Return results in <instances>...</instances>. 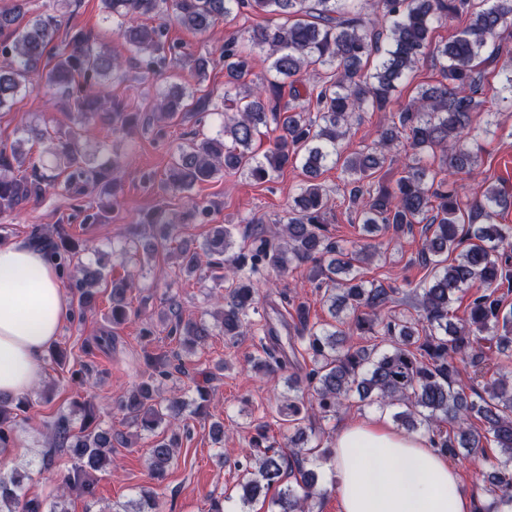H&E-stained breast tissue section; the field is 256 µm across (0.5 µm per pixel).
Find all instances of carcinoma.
<instances>
[{"label": "carcinoma", "mask_w": 512, "mask_h": 512, "mask_svg": "<svg viewBox=\"0 0 512 512\" xmlns=\"http://www.w3.org/2000/svg\"><path fill=\"white\" fill-rule=\"evenodd\" d=\"M105 19L116 26L128 50L142 58L145 72L168 62L190 65L197 82L207 77L209 60L183 59L164 41V24L146 20L170 18L179 25L206 34L221 19L251 9L272 16L266 24L243 31L224 42V107L218 112L221 130L214 136L194 135L172 156L166 184L188 191L196 184L226 172L263 184L290 166L302 165L308 176L288 206L286 216L267 228L259 224L247 239L249 247L233 249L237 225H220L194 249H176L179 268L191 275L207 273L226 281L223 302L209 315L214 326L231 341L243 335L258 314L259 286L264 274L280 276L298 267L310 270V280L324 289L330 322L309 323L306 303L290 298L300 333L281 343L276 331L265 329L259 338L263 356L249 358L269 374L294 365L288 353L308 356L311 368L300 377L288 376V394L282 395L281 421L288 425L284 453L266 426L256 428L247 452L249 459L239 483V501L246 505L264 490H275L273 512H315L324 489L318 487L316 468L328 462L330 452L311 444L316 422L329 420L343 409L362 411L376 405L391 409L395 423L408 431L431 435L433 447L450 457L498 455L486 476L490 501L476 512H503L512 508V374L502 362L512 359V310L504 306L512 292V226L495 222L497 209L508 199L494 185L481 186L472 200L461 201L456 174L472 175L478 152L467 142L472 115L480 111L487 66L497 64L496 40L512 30V0H366L370 13L355 10L347 0H100ZM24 0L0 10V109L33 88L37 78L45 89L64 101L82 124L98 119L112 130H126L136 114L103 95L122 74L121 58L77 31L57 41L62 20L57 14L27 16ZM466 13L469 22L443 45H434V25ZM263 54L265 71L254 74L256 57ZM440 65L442 81L421 89L395 116L374 146L343 155L342 141L354 115L371 106L387 109L397 83L426 55ZM498 98L512 109V64L501 67ZM305 92H300V89ZM210 100L195 91L161 92L154 119L167 123L188 107L209 110ZM277 132L273 147L263 156L252 151L259 126ZM52 154L58 160L51 175L33 165L25 168L28 153L19 141L0 148V215L22 209L42 194L43 184L62 180L70 197L79 200L101 192L116 195L109 170L82 148L77 132L54 133ZM406 143L412 156L401 162L398 146ZM439 155L450 179L435 180L425 164L427 152ZM401 162L392 183L369 188L373 175L386 161ZM341 165L356 220L366 235L391 232L397 236L424 225L416 260L429 269L412 289V303L399 311V289L375 285L361 277L363 263L387 257L382 243L352 241L345 246L327 230L328 193L316 182L326 164ZM142 233L129 241L126 252L168 249L178 225L161 212L139 220ZM33 241L59 260L69 279L80 312L96 306L97 288L110 289V319L117 327L131 316L128 294L133 281L108 277L97 267L77 259L81 241L54 228L33 232ZM455 258L450 260L448 255ZM472 293L465 317L452 321L455 301ZM168 333L178 337L185 351L211 335L205 321L183 319L176 310ZM355 336L380 340L356 348ZM387 348H379V344ZM470 364L472 380L482 390L459 381L460 366ZM147 379L138 382L120 401L124 416L153 432L166 424L171 435L155 441L148 470L156 482L163 479L175 456L176 435L189 406L206 413L209 393L196 387L198 399L163 398L156 386L178 368L152 357ZM85 411L79 431L70 418L58 416L51 429L55 445L69 450L73 465L64 477L70 493L94 495L88 476L112 457V448L127 445L122 434L92 425L96 409ZM28 409L23 400L0 399V448L13 440L18 418ZM288 483H283V476ZM25 475L0 474V512H69L65 495L50 503L22 494Z\"/></svg>", "instance_id": "cac0c4a2"}]
</instances>
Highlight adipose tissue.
Wrapping results in <instances>:
<instances>
[{
  "label": "adipose tissue",
  "mask_w": 512,
  "mask_h": 512,
  "mask_svg": "<svg viewBox=\"0 0 512 512\" xmlns=\"http://www.w3.org/2000/svg\"><path fill=\"white\" fill-rule=\"evenodd\" d=\"M71 315L61 274L24 240L0 244V396L28 393L41 358ZM341 512H475L472 493L428 436L375 413L336 434L329 464Z\"/></svg>",
  "instance_id": "1"
}]
</instances>
